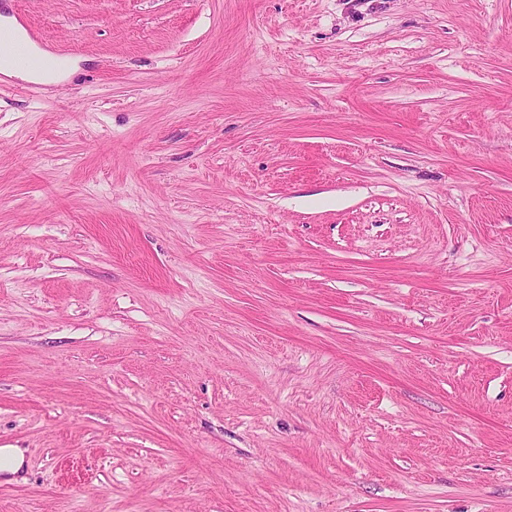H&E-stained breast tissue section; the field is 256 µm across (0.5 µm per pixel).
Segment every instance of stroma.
<instances>
[{
	"label": "stroma",
	"mask_w": 512,
	"mask_h": 512,
	"mask_svg": "<svg viewBox=\"0 0 512 512\" xmlns=\"http://www.w3.org/2000/svg\"><path fill=\"white\" fill-rule=\"evenodd\" d=\"M0 13V512H512V0ZM70 72L71 64L69 61L61 60L50 70L35 72L17 68L5 52L0 53V73L7 78H18L27 82L51 85L64 80Z\"/></svg>",
	"instance_id": "stroma-1"
}]
</instances>
